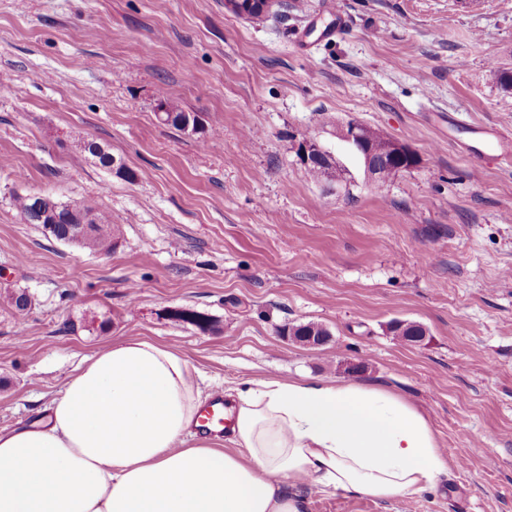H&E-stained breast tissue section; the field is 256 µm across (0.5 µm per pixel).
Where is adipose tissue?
I'll return each mask as SVG.
<instances>
[{
    "mask_svg": "<svg viewBox=\"0 0 512 512\" xmlns=\"http://www.w3.org/2000/svg\"><path fill=\"white\" fill-rule=\"evenodd\" d=\"M204 406L175 349L113 341L44 421L0 433V512H304L308 481L389 501L448 467L424 414L379 386L250 380L227 395L225 448L198 437Z\"/></svg>",
    "mask_w": 512,
    "mask_h": 512,
    "instance_id": "obj_1",
    "label": "adipose tissue"
}]
</instances>
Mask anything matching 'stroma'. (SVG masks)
I'll list each match as a JSON object with an SVG mask.
<instances>
[{
    "label": "stroma",
    "instance_id": "35a3bbf8",
    "mask_svg": "<svg viewBox=\"0 0 512 512\" xmlns=\"http://www.w3.org/2000/svg\"><path fill=\"white\" fill-rule=\"evenodd\" d=\"M348 21L328 40L333 10ZM512 0H0V430L39 422L86 358L149 338L203 394L259 377L383 386L429 418L448 471L391 501L309 487L306 512H512ZM198 114L162 124L158 101ZM456 128H449V117ZM353 119L418 162L369 182ZM101 143L127 180L81 149ZM336 165L311 180L297 144ZM46 192L123 227L110 253L45 237ZM33 297L25 314L8 290ZM208 316L213 328L168 317ZM421 325L405 341L394 321ZM308 322V346L282 336ZM470 132L475 138L482 142H487L500 151V157L505 163H512V139L510 135L503 130L488 125H475L470 127ZM283 335L288 334V336L293 337L295 340L303 341L304 336H309L304 343L308 345H319L320 342L315 339V336H324L327 338L329 336V332L322 325L317 323H306L295 326L284 327L282 330ZM314 335V336H311ZM287 336V337H288Z\"/></svg>",
    "mask_w": 512,
    "mask_h": 512
}]
</instances>
